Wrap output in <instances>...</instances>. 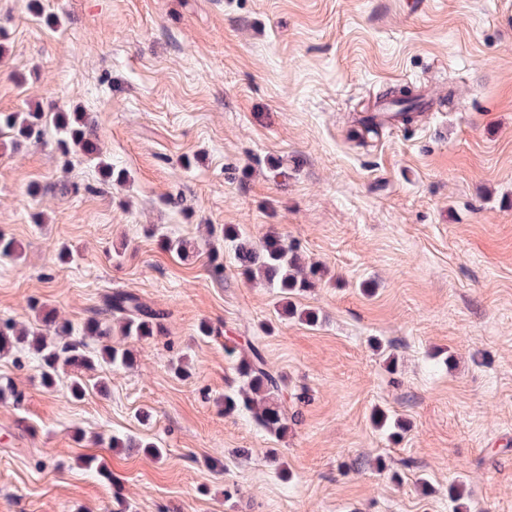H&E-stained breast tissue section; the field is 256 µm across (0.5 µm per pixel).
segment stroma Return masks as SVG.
<instances>
[{
	"instance_id": "1",
	"label": "stroma",
	"mask_w": 512,
	"mask_h": 512,
	"mask_svg": "<svg viewBox=\"0 0 512 512\" xmlns=\"http://www.w3.org/2000/svg\"><path fill=\"white\" fill-rule=\"evenodd\" d=\"M403 83L433 110L360 140ZM36 106L88 113L128 179L53 135H0V231L20 246L0 319L40 305L77 328L116 290L166 319L133 367L83 371L79 400L70 371L48 390L31 353L0 356L24 394L0 401V512H455L456 484L467 512H512V0H0V112ZM228 225L326 268L294 298L317 325L278 317ZM204 322L263 345L285 438L225 414Z\"/></svg>"
}]
</instances>
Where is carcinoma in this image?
Segmentation results:
<instances>
[{
    "label": "carcinoma",
    "mask_w": 512,
    "mask_h": 512,
    "mask_svg": "<svg viewBox=\"0 0 512 512\" xmlns=\"http://www.w3.org/2000/svg\"><path fill=\"white\" fill-rule=\"evenodd\" d=\"M383 97L399 107L392 113L395 121L407 122L420 111L419 96L409 88L391 89ZM57 135V146L62 153L79 151L87 160L97 163L107 178L118 183L125 180V172L114 170L97 153L91 133V122L85 112H43L37 108L26 113H0V130L12 131L16 138L41 139L48 127ZM164 247L181 259L194 253L195 245L185 239H172L160 234ZM224 239L235 244V260L244 273L258 278L281 297L279 314L284 318L297 317L309 324L318 322V315L310 309L298 310L292 303L294 295H301L321 280L320 270L307 266L295 249L275 231L268 232L254 245L239 239L236 227H224ZM108 310L120 318L123 336L135 341H147L161 333L164 313L136 294L116 291L106 301ZM39 327H17L11 320L0 323V354L18 349L32 352L39 360L40 381L43 386L55 385L59 369H92L105 363L114 367H130L134 352L128 347L112 344V324L107 319L88 318L81 327V337L72 338L71 328L61 324L52 310H38ZM93 339L99 347L88 350L87 340ZM224 355L230 360L234 377L229 391L224 393V413H248L268 434L282 438L288 434L295 416L288 412V392L281 374L273 370L262 347L246 336L224 337ZM113 448H145L154 458L163 456V449L152 442L132 437L112 436Z\"/></svg>",
    "instance_id": "obj_1"
}]
</instances>
